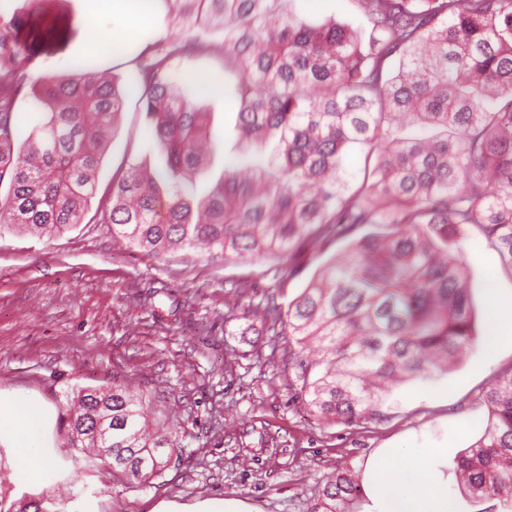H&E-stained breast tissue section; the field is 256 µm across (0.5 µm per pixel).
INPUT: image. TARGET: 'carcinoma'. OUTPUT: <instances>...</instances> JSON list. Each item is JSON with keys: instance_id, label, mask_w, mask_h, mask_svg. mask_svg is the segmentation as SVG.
<instances>
[{"instance_id": "1", "label": "carcinoma", "mask_w": 512, "mask_h": 512, "mask_svg": "<svg viewBox=\"0 0 512 512\" xmlns=\"http://www.w3.org/2000/svg\"><path fill=\"white\" fill-rule=\"evenodd\" d=\"M283 2L175 0L189 37L146 44L125 84L75 67L33 85L28 73L65 39L31 40L44 0H24L0 21V229L52 237L82 223L106 135L138 89L163 166L131 164L114 178L101 220L150 256L203 246L227 262L346 240L286 312H253L294 344L307 406L352 424L383 416L396 384L448 369L475 343L470 228L512 272V0H355L359 31L333 18L310 25ZM198 44L237 74V129L257 156L224 168L197 200L207 113L174 63ZM20 96L34 119L17 146ZM401 123L439 134L404 138ZM357 147L366 154L352 188L343 158ZM66 399L67 444L104 474L145 484L176 450V433L151 431L146 402L122 384ZM485 402L483 434L457 468L472 496L512 512V374ZM359 494L345 467L311 512H344Z\"/></svg>"}]
</instances>
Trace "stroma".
Masks as SVG:
<instances>
[{
	"instance_id": "obj_1",
	"label": "stroma",
	"mask_w": 512,
	"mask_h": 512,
	"mask_svg": "<svg viewBox=\"0 0 512 512\" xmlns=\"http://www.w3.org/2000/svg\"><path fill=\"white\" fill-rule=\"evenodd\" d=\"M94 0H51L34 18L32 34L66 29L67 44L32 79L63 74L80 63L93 74L121 78L140 45L183 36L166 0H152V19L137 41L111 55L97 40L111 17L88 27ZM286 10L312 25L336 18L358 27L355 0H287ZM190 82L211 78L199 105L209 114L211 164L196 183L203 196L225 167L254 155L236 131V79L222 57L198 49L177 63ZM130 92L98 170L96 194L82 223L51 237L0 232V399L39 413L36 451L40 476L17 480L26 443L0 431L6 477L0 495L68 497L69 512H211L224 499L243 500L258 512H308L337 470L361 467L381 448L448 451V512H486L457 481L461 453L480 438L488 418L484 395L512 368V338H495L486 319V295L512 303V274L478 234L464 241L472 279L477 340L452 370L410 380L387 397V415L355 424L318 418L301 396L300 371L288 339L251 315L259 304L287 305L318 266L344 245L328 239L292 260L224 261L198 249L151 258L112 238L98 221L99 197L129 164L153 168L162 160ZM233 320H225V313ZM132 384L151 417L175 430L178 448L169 465L145 485L101 474L75 458L60 429L65 391Z\"/></svg>"
}]
</instances>
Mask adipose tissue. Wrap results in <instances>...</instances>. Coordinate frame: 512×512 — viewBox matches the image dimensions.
I'll list each match as a JSON object with an SVG mask.
<instances>
[{
  "instance_id": "obj_1",
  "label": "adipose tissue",
  "mask_w": 512,
  "mask_h": 512,
  "mask_svg": "<svg viewBox=\"0 0 512 512\" xmlns=\"http://www.w3.org/2000/svg\"><path fill=\"white\" fill-rule=\"evenodd\" d=\"M151 0H95V12L85 19L94 26L98 14L119 18V25L101 39L96 49L113 53L134 40L148 23ZM447 451L443 448H384L359 472L362 512H448V481L444 476Z\"/></svg>"
}]
</instances>
